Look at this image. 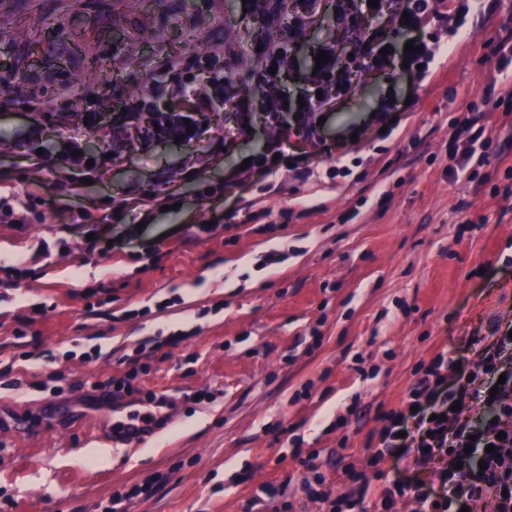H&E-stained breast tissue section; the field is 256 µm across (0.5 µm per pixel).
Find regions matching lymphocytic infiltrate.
I'll use <instances>...</instances> for the list:
<instances>
[{"mask_svg":"<svg viewBox=\"0 0 512 512\" xmlns=\"http://www.w3.org/2000/svg\"><path fill=\"white\" fill-rule=\"evenodd\" d=\"M180 94L181 109L155 114L152 122L139 127L142 138L202 140L207 107L195 98L191 82L181 84ZM332 104V99L321 98L290 116L283 100L271 102L265 119L278 126L279 136L256 158V165H267L271 155L284 153L291 138L313 139L320 108ZM492 339L491 348L466 373L459 371L458 359L437 353L413 381L405 408L383 416L381 449L395 451L415 443L412 464L430 468L432 481L395 480L372 491L361 489L346 498L348 512H392L404 498L415 503V512H460L477 501L486 502L490 512H512V333L498 328ZM451 370L456 380H449ZM479 374L497 381V389L474 387ZM475 405L484 409L476 423L464 416Z\"/></svg>","mask_w":512,"mask_h":512,"instance_id":"lymphocytic-infiltrate-1","label":"lymphocytic infiltrate"}]
</instances>
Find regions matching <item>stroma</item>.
I'll list each match as a JSON object with an SVG mask.
<instances>
[{
  "instance_id": "35a3bbf8",
  "label": "stroma",
  "mask_w": 512,
  "mask_h": 512,
  "mask_svg": "<svg viewBox=\"0 0 512 512\" xmlns=\"http://www.w3.org/2000/svg\"><path fill=\"white\" fill-rule=\"evenodd\" d=\"M255 28L241 0H0V195H34L27 223H0V512H106L154 475L128 512H330L357 476L431 479L373 453L416 366L475 358L474 337L512 322V112L485 101L512 90V0L395 21L390 65L352 75L315 140L246 179L276 131L225 146L219 104L200 145L84 130L100 103L164 110L171 59L198 96L213 66L263 111ZM417 37L441 49L424 69L405 65ZM472 123L482 167L464 164ZM85 149L105 168L73 166ZM150 187L175 207L145 221ZM128 373L135 398L176 403L144 447L105 439L103 386Z\"/></svg>"
}]
</instances>
